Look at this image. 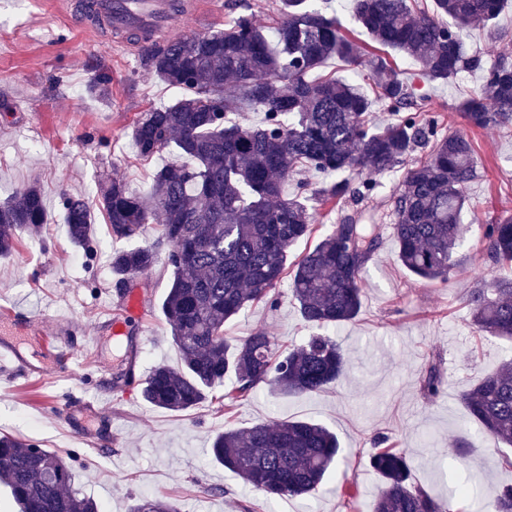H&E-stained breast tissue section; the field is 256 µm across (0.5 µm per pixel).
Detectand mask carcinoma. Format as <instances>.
<instances>
[{"label": "carcinoma", "mask_w": 512, "mask_h": 512, "mask_svg": "<svg viewBox=\"0 0 512 512\" xmlns=\"http://www.w3.org/2000/svg\"><path fill=\"white\" fill-rule=\"evenodd\" d=\"M502 2L433 0L425 10L413 0H353L352 8L376 45L412 59L432 82H448L466 69L480 71L482 85L459 110L469 128L484 130L512 125V51L505 43L488 63L468 58L463 35L477 23L492 24ZM279 13L270 32L242 15L220 30L162 45L147 29L130 36L146 42L142 66L181 92L174 103L151 107L135 120L138 156L148 159L171 147L193 162L161 167L144 192L114 177L99 199L109 233L127 242L112 254L115 288L130 292L140 274L159 264L163 250L171 268L162 312L180 366L154 367L140 387L143 399L160 409L185 412L210 400L229 410L261 383L281 394L322 391L346 369L340 345L324 330L357 318L362 274L382 243L377 224L392 220L399 261L427 281H448L461 244L466 187L478 168L472 138L442 133L425 96L385 58L366 53L311 0H281ZM332 57L355 73L368 71L372 93L334 75H316ZM229 84L234 92L226 96ZM377 102L392 111L384 124L373 120ZM252 110L264 113L257 127L228 120L231 112ZM397 166L405 168L402 183L375 199L376 177ZM306 169L328 176L357 170L364 176L311 189L302 183L295 196H284L288 178ZM336 199L358 209L342 215L288 270L290 248L315 232L316 206ZM61 206L70 241L86 246L95 233L92 207L66 192ZM46 218L35 182L1 202L0 259L13 256L21 234L39 236ZM147 224L159 226V233L141 244ZM481 229L488 258L507 275L490 284L480 279L469 289L471 323L479 332L512 340V214ZM289 272L300 315L317 332L288 351L264 330L230 344L224 324L250 303L268 299L276 305L270 295ZM228 377L234 378L230 391L217 395ZM441 384L433 367L421 389L435 396ZM461 400L476 428L512 447L511 362L485 372ZM208 452L268 501L311 496L331 469L344 464L336 435L306 420L226 428L215 434ZM370 463L383 480L374 512H453V499L411 484L405 449L375 448ZM73 482L64 457L0 433V485L9 489L19 512H101ZM456 496L478 503L477 512H512V484L484 496L463 483ZM129 512L180 509L170 500L147 497Z\"/></svg>", "instance_id": "1"}]
</instances>
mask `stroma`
Segmentation results:
<instances>
[{
  "instance_id": "obj_1",
  "label": "stroma",
  "mask_w": 512,
  "mask_h": 512,
  "mask_svg": "<svg viewBox=\"0 0 512 512\" xmlns=\"http://www.w3.org/2000/svg\"><path fill=\"white\" fill-rule=\"evenodd\" d=\"M82 0H0V202L30 180H38L48 222L41 237H22L15 255L0 260V324L31 320L39 339L26 345L28 357L45 361L50 379L35 381L0 359V432L71 455L75 486L103 512H129L146 496L176 498L181 512H373L382 485L369 465L380 437L407 449L411 482L444 495L456 480L454 438L471 448L467 475L478 484H510L512 469L487 435L468 429L463 391L486 372L512 359V343L473 333L464 302L476 279L493 281L501 271L478 251L481 225L512 213V127L469 131L479 158L478 176L467 187L470 205L462 216L464 241L447 282L431 283L400 263L389 223H381L382 246L363 275L357 319L333 336L347 358L344 375L325 391L273 395L258 386L231 413L203 402L185 412H167L140 393L115 388L119 370L135 379L152 367L179 366L161 304L169 274L157 266L142 275L133 296L120 294L110 268L112 252L124 241L112 238L104 219L95 222L89 247L74 246L59 203L66 190L97 204L100 188L120 176L144 190L154 173L178 161L164 150L151 159L137 155L130 132L138 113L170 104L178 92L143 69L138 47L112 31L75 28L72 14ZM279 0H217L212 20L176 21L172 37L223 27L239 15L271 28ZM112 73L107 95L88 91L96 66ZM60 83H51V76ZM480 74L463 71L454 80L419 81L442 127L465 130L459 104L479 87ZM467 130V129H466ZM277 306H246L224 327L234 341L258 330L275 336L281 348L302 342L311 330L301 318L290 279L277 286ZM72 320L73 377L55 376L62 359L47 348L58 319ZM120 320L123 341L113 339L111 320ZM438 367L437 396L420 390V379ZM289 419H314L336 432L347 457L345 474H333L314 497H286L267 503L230 470L210 459L212 437L224 428H248ZM357 494H341L343 480Z\"/></svg>"
}]
</instances>
